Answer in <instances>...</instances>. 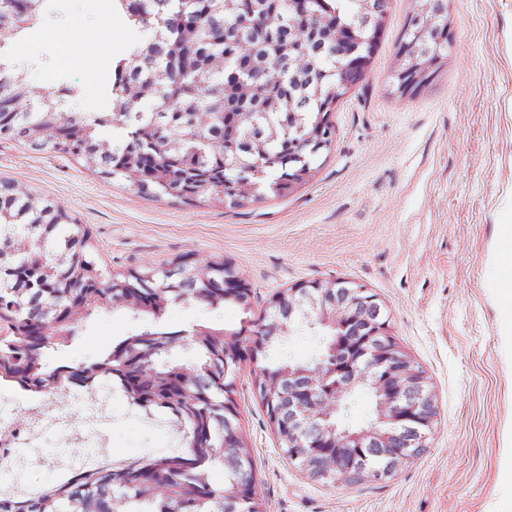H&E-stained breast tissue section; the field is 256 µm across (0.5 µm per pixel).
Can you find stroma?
Segmentation results:
<instances>
[{
  "label": "stroma",
  "mask_w": 512,
  "mask_h": 512,
  "mask_svg": "<svg viewBox=\"0 0 512 512\" xmlns=\"http://www.w3.org/2000/svg\"><path fill=\"white\" fill-rule=\"evenodd\" d=\"M415 0H394L365 80L332 115L336 135L313 180L244 208L140 196L84 161L0 141V179L52 200L87 231L99 272L160 268L186 257L225 261L250 283L251 313L227 304L170 306L169 330L233 332L262 315L274 293L346 278L377 294L403 351L427 372L437 420L426 452L376 484L328 486L281 451L243 365L236 381L247 450L267 512H512L502 484L512 455V348L500 339L498 231L512 208V0H448L452 43L437 82L395 98L386 82ZM10 43V64L36 91L68 83L69 111H100L113 60L148 32L113 0H50L42 19ZM123 309L75 316L72 344L48 352L75 366L142 328ZM174 431L130 423L113 431L116 458L162 452Z\"/></svg>",
  "instance_id": "1"
}]
</instances>
